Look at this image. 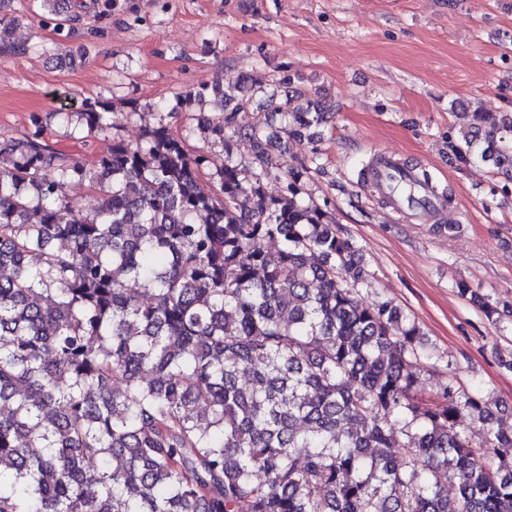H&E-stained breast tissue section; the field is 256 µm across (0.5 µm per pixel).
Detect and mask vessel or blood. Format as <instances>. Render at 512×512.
Wrapping results in <instances>:
<instances>
[{"instance_id": "b4317fda", "label": "vessel or blood", "mask_w": 512, "mask_h": 512, "mask_svg": "<svg viewBox=\"0 0 512 512\" xmlns=\"http://www.w3.org/2000/svg\"><path fill=\"white\" fill-rule=\"evenodd\" d=\"M420 165L394 151L376 149L362 170L366 190L393 214L425 224H440L448 212V193L436 181L419 180Z\"/></svg>"}]
</instances>
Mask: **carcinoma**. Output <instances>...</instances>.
Listing matches in <instances>:
<instances>
[{
	"label": "carcinoma",
	"instance_id": "cac0c4a2",
	"mask_svg": "<svg viewBox=\"0 0 512 512\" xmlns=\"http://www.w3.org/2000/svg\"><path fill=\"white\" fill-rule=\"evenodd\" d=\"M239 92L216 82L183 100L236 101L197 115L220 161L164 125L90 167L38 128L0 150V512H448L450 485L454 512H512V427L451 379L422 392L421 327L356 299L362 256L304 202L301 172L276 197L244 185L235 135L262 174L272 162ZM113 107L86 99L75 116L102 132ZM277 111L286 136L325 122ZM473 118L458 158L511 168L512 122ZM75 178L89 216L68 197Z\"/></svg>",
	"mask_w": 512,
	"mask_h": 512
}]
</instances>
